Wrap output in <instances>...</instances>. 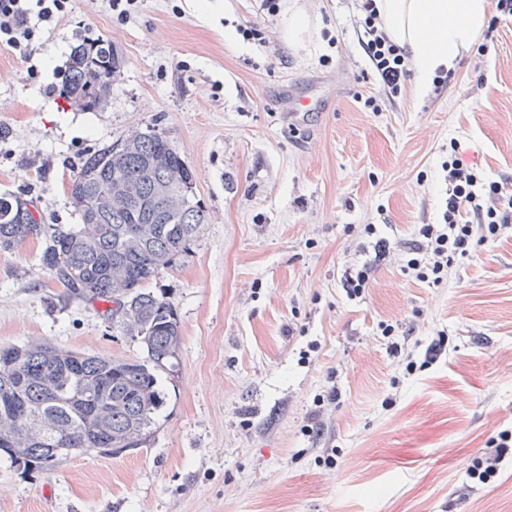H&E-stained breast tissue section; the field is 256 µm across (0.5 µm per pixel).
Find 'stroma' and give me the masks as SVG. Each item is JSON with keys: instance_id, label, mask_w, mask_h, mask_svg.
Returning <instances> with one entry per match:
<instances>
[{"instance_id": "1", "label": "stroma", "mask_w": 512, "mask_h": 512, "mask_svg": "<svg viewBox=\"0 0 512 512\" xmlns=\"http://www.w3.org/2000/svg\"><path fill=\"white\" fill-rule=\"evenodd\" d=\"M280 3L308 17L296 43L262 0H138L124 21L104 0H73L32 60L0 47V196L77 223L81 159L156 124L209 215L150 283L176 305L183 341L149 445L51 472L0 456V512H512V463L460 493L472 459L512 429V236L476 247L439 288L395 256L362 302L339 283L364 225L400 241L439 222L449 143L486 179L512 181V19L497 21L489 53L463 52L446 88L421 92L411 77L393 97L359 44L358 0ZM88 32L123 59L95 112L47 94ZM292 94L320 110L289 124ZM39 251L34 238L0 250V346L143 357L105 304L66 296ZM383 321L424 345L445 331L448 351L406 373Z\"/></svg>"}]
</instances>
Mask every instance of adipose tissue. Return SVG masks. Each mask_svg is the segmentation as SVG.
I'll return each instance as SVG.
<instances>
[{
    "label": "adipose tissue",
    "instance_id": "adipose-tissue-1",
    "mask_svg": "<svg viewBox=\"0 0 512 512\" xmlns=\"http://www.w3.org/2000/svg\"><path fill=\"white\" fill-rule=\"evenodd\" d=\"M389 38L404 47L416 83L428 89L440 70H453L487 19V0H376Z\"/></svg>",
    "mask_w": 512,
    "mask_h": 512
}]
</instances>
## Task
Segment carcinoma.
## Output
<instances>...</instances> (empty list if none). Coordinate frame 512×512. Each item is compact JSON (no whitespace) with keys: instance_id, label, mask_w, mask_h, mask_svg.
Masks as SVG:
<instances>
[{"instance_id":"cac0c4a2","label":"carcinoma","mask_w":512,"mask_h":512,"mask_svg":"<svg viewBox=\"0 0 512 512\" xmlns=\"http://www.w3.org/2000/svg\"><path fill=\"white\" fill-rule=\"evenodd\" d=\"M122 59L112 43L95 38L71 49L67 97L83 111H94L120 76ZM139 149L122 148V136L85 157L70 183V199L80 223L37 224L18 219L22 196L0 197V250L27 237L43 241L40 265L72 299L119 304L116 321L136 337L142 360L108 358L56 348L48 343L9 345L0 355V454L26 472L55 469L70 456L110 449L143 448L166 403L159 376L178 366L181 319L175 304L148 288L174 268L200 237L208 215L195 187L188 160L169 138L148 125L135 133ZM167 177L186 196L191 214H171L155 223L157 212L115 201L95 207L116 186Z\"/></svg>"}]
</instances>
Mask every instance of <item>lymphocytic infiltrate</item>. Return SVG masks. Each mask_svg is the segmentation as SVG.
I'll return each instance as SVG.
<instances>
[{"instance_id":"f902f5d3","label":"lymphocytic infiltrate","mask_w":512,"mask_h":512,"mask_svg":"<svg viewBox=\"0 0 512 512\" xmlns=\"http://www.w3.org/2000/svg\"><path fill=\"white\" fill-rule=\"evenodd\" d=\"M72 0H0V47L22 58H30L42 24L68 15ZM375 0H361L364 14L360 44L384 91L399 94L409 75L404 48L394 43L378 21ZM448 187L442 220L420 225L414 238L391 242L378 236L375 225L364 227L374 240V261L347 267L340 286L347 300L359 302L365 297L375 261L398 254L404 271L417 280L439 287L447 283L448 270L456 260L471 256L481 244L497 240L512 228V184L484 180L457 156L456 145H449L448 159L442 164ZM382 335L388 336L390 355L400 358L407 372L419 365H431L448 345L445 334H437L426 349L393 341L394 325L381 323ZM512 454V430L500 431L487 448L482 449L467 470L474 483L490 484L501 464Z\"/></svg>"}]
</instances>
